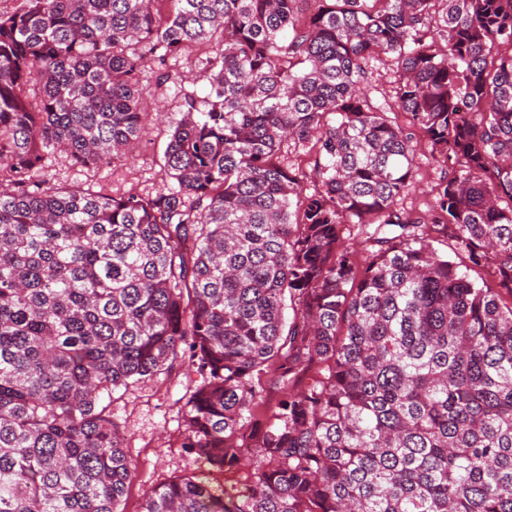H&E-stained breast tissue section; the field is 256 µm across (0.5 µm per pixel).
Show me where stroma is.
Instances as JSON below:
<instances>
[{
  "instance_id": "obj_1",
  "label": "stroma",
  "mask_w": 512,
  "mask_h": 512,
  "mask_svg": "<svg viewBox=\"0 0 512 512\" xmlns=\"http://www.w3.org/2000/svg\"><path fill=\"white\" fill-rule=\"evenodd\" d=\"M201 74L200 55L196 52L148 63L141 81L153 95L151 109L168 113L171 120L180 119V90L200 97L208 92ZM166 140V126L151 124L130 161L87 169L72 165L65 155L58 153L47 160L43 177L52 184L94 183L116 195L152 192L170 182L162 160ZM413 147L417 189L403 198L399 207L419 214L433 207L436 185L446 167L433 157L422 136H415ZM198 381L187 359L180 358L164 373L103 397L107 415L124 433V447L135 470V477L118 505L120 512H139L143 496L150 488L198 471V463L181 446L185 403Z\"/></svg>"
}]
</instances>
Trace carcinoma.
<instances>
[{
	"label": "carcinoma",
	"mask_w": 512,
	"mask_h": 512,
	"mask_svg": "<svg viewBox=\"0 0 512 512\" xmlns=\"http://www.w3.org/2000/svg\"><path fill=\"white\" fill-rule=\"evenodd\" d=\"M302 2L0 13V512H117L134 471L99 394L181 354L200 470L140 512H512V0ZM203 47L209 91H179L163 151L174 185L43 187L55 152L125 158L147 64ZM374 61L409 127L367 95ZM415 129L449 171L412 218ZM310 141L307 193L288 150ZM348 223L370 230L361 272ZM247 455L232 494L216 475ZM272 371L273 369H268L263 374H261L258 377V379L255 378L254 380L256 389L261 392L265 400V403L259 410L260 415L262 416L263 419H268L269 417H271L275 410V405L280 397L278 391L269 389L268 386L266 385V381L272 375Z\"/></svg>",
	"instance_id": "cac0c4a2"
}]
</instances>
